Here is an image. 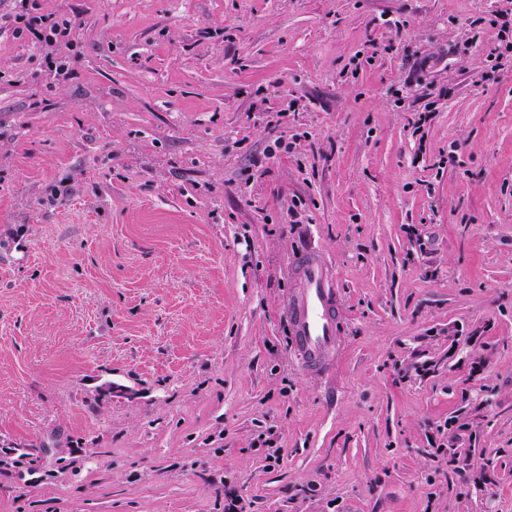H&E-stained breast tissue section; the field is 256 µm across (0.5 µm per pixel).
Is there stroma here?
<instances>
[{
    "mask_svg": "<svg viewBox=\"0 0 512 512\" xmlns=\"http://www.w3.org/2000/svg\"><path fill=\"white\" fill-rule=\"evenodd\" d=\"M29 1L77 28L59 80L0 28V448L88 461L1 473L0 512H512L499 0L0 15ZM306 251L342 319L315 374L285 316Z\"/></svg>",
    "mask_w": 512,
    "mask_h": 512,
    "instance_id": "stroma-1",
    "label": "stroma"
}]
</instances>
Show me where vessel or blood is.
I'll return each mask as SVG.
<instances>
[{
  "label": "vessel or blood",
  "instance_id": "obj_1",
  "mask_svg": "<svg viewBox=\"0 0 512 512\" xmlns=\"http://www.w3.org/2000/svg\"><path fill=\"white\" fill-rule=\"evenodd\" d=\"M294 279L286 318L303 364L317 372L334 357L339 342L336 275L326 261L309 252L297 258Z\"/></svg>",
  "mask_w": 512,
  "mask_h": 512
}]
</instances>
